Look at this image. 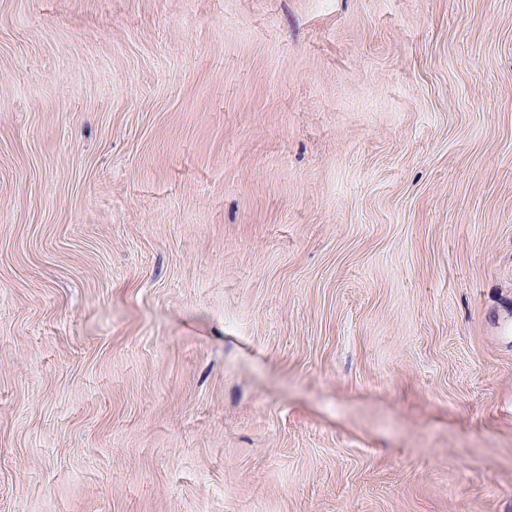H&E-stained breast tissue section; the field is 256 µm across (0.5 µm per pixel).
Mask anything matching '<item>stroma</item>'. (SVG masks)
Masks as SVG:
<instances>
[{
  "label": "stroma",
  "instance_id": "stroma-1",
  "mask_svg": "<svg viewBox=\"0 0 512 512\" xmlns=\"http://www.w3.org/2000/svg\"><path fill=\"white\" fill-rule=\"evenodd\" d=\"M0 512H512V0H0Z\"/></svg>",
  "mask_w": 512,
  "mask_h": 512
}]
</instances>
